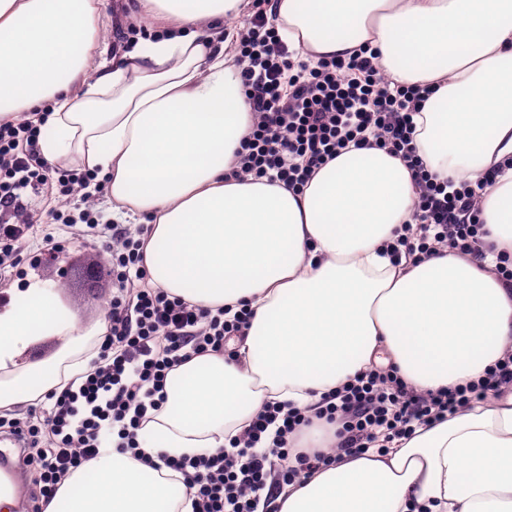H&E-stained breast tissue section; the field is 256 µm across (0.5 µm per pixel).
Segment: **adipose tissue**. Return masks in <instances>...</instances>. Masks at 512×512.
Masks as SVG:
<instances>
[{
	"instance_id": "obj_1",
	"label": "adipose tissue",
	"mask_w": 512,
	"mask_h": 512,
	"mask_svg": "<svg viewBox=\"0 0 512 512\" xmlns=\"http://www.w3.org/2000/svg\"><path fill=\"white\" fill-rule=\"evenodd\" d=\"M249 0H137L148 49H109L100 0H0V120L47 112L45 159L109 176L112 218L149 219L152 285L194 304L248 303L237 359L198 355L166 378L142 451L227 445L267 402L311 409L357 374L392 367L421 394L482 378L512 350V290L494 257L444 250L393 265L386 244L414 205L411 172L349 148L300 193L227 173L251 126L224 28ZM305 57L367 44L393 82L434 85L415 143L439 178L475 180L512 159V0H270ZM488 243L512 251V169L480 207ZM105 322L33 280L0 308V410L81 384ZM56 348L34 356L41 344ZM278 512H512V388L407 439L370 446L284 486ZM43 512H192L183 475L107 450Z\"/></svg>"
}]
</instances>
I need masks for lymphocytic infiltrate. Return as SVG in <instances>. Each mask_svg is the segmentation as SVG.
Returning <instances> with one entry per match:
<instances>
[{
	"mask_svg": "<svg viewBox=\"0 0 512 512\" xmlns=\"http://www.w3.org/2000/svg\"><path fill=\"white\" fill-rule=\"evenodd\" d=\"M265 0H254L250 17L237 24L233 63L253 114L249 137L232 170L240 178L267 177L291 190L349 147L377 146L401 156L412 173L415 202L410 221L386 245L393 261L427 259L448 248L475 262L485 258L479 203L503 170L487 169L477 182L438 178L424 165L414 143L413 117L430 94L422 85L392 84L376 50L349 56L305 59L290 50L270 20ZM41 124L30 119L0 123V278L11 275L16 255L33 226L18 221L23 196L59 191L69 196L103 193L105 181L84 170L51 177L39 141ZM49 218L71 240L101 244L112 269L107 329L86 379L75 388L50 392L45 409L25 419L0 415V429L22 442L35 474L33 503L48 502L70 472L112 448L138 460V432L150 412L167 401L165 379L173 368L202 353L224 354L244 336L251 312L208 309L153 287L145 266L150 237L145 224L100 223L84 210L57 209ZM512 386V353L485 377L426 396L417 394L395 369L358 374L325 395L314 415L281 402L268 403L230 447L194 456L162 457L181 472L193 491L194 512H275L283 486L310 476L333 455L289 447L288 439L311 419L339 424L336 451L358 453L378 436L394 440L443 420L489 391Z\"/></svg>",
	"mask_w": 512,
	"mask_h": 512,
	"instance_id": "lymphocytic-infiltrate-1",
	"label": "lymphocytic infiltrate"
}]
</instances>
